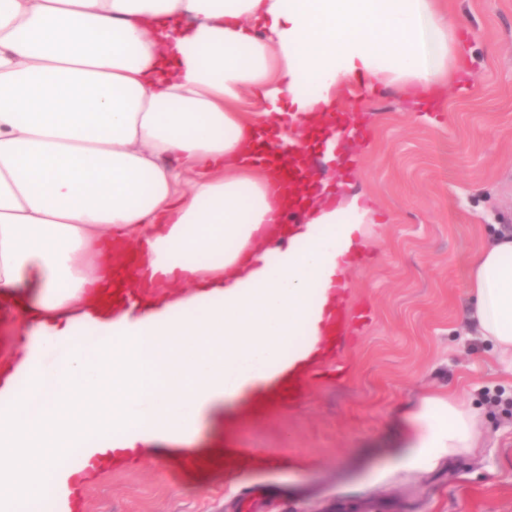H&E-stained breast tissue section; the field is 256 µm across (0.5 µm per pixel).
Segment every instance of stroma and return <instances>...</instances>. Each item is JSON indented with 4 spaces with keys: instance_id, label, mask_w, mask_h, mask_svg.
Listing matches in <instances>:
<instances>
[{
    "instance_id": "35a3bbf8",
    "label": "stroma",
    "mask_w": 512,
    "mask_h": 512,
    "mask_svg": "<svg viewBox=\"0 0 512 512\" xmlns=\"http://www.w3.org/2000/svg\"><path fill=\"white\" fill-rule=\"evenodd\" d=\"M467 65L444 103L380 85L348 110L316 176L336 201L378 211L349 257L343 300L365 313L347 381L293 407L251 414L223 402L188 438H163L83 489L81 512H512V372L468 328L464 260L512 234V0H446ZM458 393L483 444L425 468L402 466L423 397ZM253 448L244 470L177 483L175 448Z\"/></svg>"
}]
</instances>
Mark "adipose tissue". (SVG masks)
<instances>
[{"label": "adipose tissue", "mask_w": 512, "mask_h": 512, "mask_svg": "<svg viewBox=\"0 0 512 512\" xmlns=\"http://www.w3.org/2000/svg\"><path fill=\"white\" fill-rule=\"evenodd\" d=\"M461 70L444 0H0V300L31 330L0 358V512L66 486L72 452L190 435L308 365L374 211L272 189L260 133L284 108L283 141L330 135L347 99ZM111 238L140 247L139 312L100 302ZM467 284L468 324L512 371V235ZM413 421L417 467L481 441L452 394Z\"/></svg>", "instance_id": "obj_1"}]
</instances>
